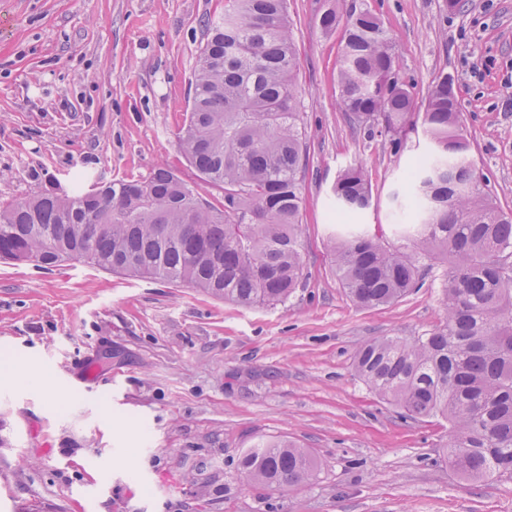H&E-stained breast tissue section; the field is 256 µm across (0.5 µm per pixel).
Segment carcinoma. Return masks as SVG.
Returning a JSON list of instances; mask_svg holds the SVG:
<instances>
[{
    "mask_svg": "<svg viewBox=\"0 0 512 512\" xmlns=\"http://www.w3.org/2000/svg\"><path fill=\"white\" fill-rule=\"evenodd\" d=\"M343 17L341 110L371 135H396V147L415 115L434 152L408 172L414 193L399 204V246L353 224L329 238L339 279L355 304L386 305L418 287L434 255L448 257L445 324L361 346L354 372L403 416L447 420L446 453L462 477L512 480V212L488 197L475 167L448 176L455 155L470 150L453 80L440 75L414 113L410 92L392 79L396 53L381 23L332 0L320 27L330 32ZM204 26L178 132L193 178L161 165L142 179L3 203L0 259L77 260L244 307L288 301L303 276L308 156L287 0H224V14ZM199 181L224 192L221 200L202 197ZM334 195L346 217L368 208V175L343 170ZM242 468L248 482L273 491L314 472L309 451L288 441L249 449Z\"/></svg>",
    "mask_w": 512,
    "mask_h": 512,
    "instance_id": "obj_1",
    "label": "carcinoma"
}]
</instances>
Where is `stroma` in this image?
Returning <instances> with one entry per match:
<instances>
[{
	"mask_svg": "<svg viewBox=\"0 0 512 512\" xmlns=\"http://www.w3.org/2000/svg\"><path fill=\"white\" fill-rule=\"evenodd\" d=\"M381 22L400 83L423 107L433 79L458 91L469 155L512 211V0H346ZM325 0H288L309 164L302 182L303 280L288 302L245 308L184 284L78 261L0 262V359L40 388L0 381V512H512V480L471 481L449 465L448 423L409 419L355 376L363 344L445 321L436 260L419 288L355 306L325 247L332 186L348 167L371 182L354 214L384 244L406 172L432 146L401 148L338 106L343 28L322 33ZM224 0H0V202L75 181L185 169L177 132ZM308 449L313 479L247 484L258 440Z\"/></svg>",
	"mask_w": 512,
	"mask_h": 512,
	"instance_id": "obj_1",
	"label": "stroma"
}]
</instances>
